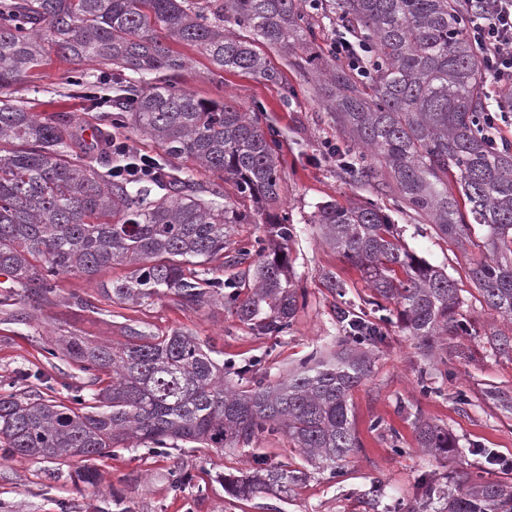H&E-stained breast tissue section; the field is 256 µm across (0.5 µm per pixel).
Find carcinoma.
<instances>
[{
	"instance_id": "1",
	"label": "carcinoma",
	"mask_w": 512,
	"mask_h": 512,
	"mask_svg": "<svg viewBox=\"0 0 512 512\" xmlns=\"http://www.w3.org/2000/svg\"><path fill=\"white\" fill-rule=\"evenodd\" d=\"M347 21L370 46L363 73L320 47L316 19ZM229 22L238 34L224 32ZM198 48L219 70L279 79L263 48L294 59L319 83L336 128L352 142L341 170L411 209L463 249L470 224L486 227L483 255L470 277L486 304L512 319V155L491 145L477 125L486 109L482 54L458 0H0V306L39 308L56 302V279L92 278L104 267L134 266L131 276L70 295L97 313L101 305H142L170 297L182 307L212 302L232 309L262 335L288 332L302 293L292 277L288 243L296 236L281 200L278 133L231 100L196 97L175 80L186 59L169 43ZM53 51L112 76L123 126L149 137L170 158L212 176L164 164L152 178L115 171L122 153L77 141L64 115L43 116L7 99L8 91ZM458 194L448 191V182ZM268 214L263 235L240 240L234 228L252 215L224 190ZM315 223L325 241L368 279L383 312L374 322L341 312L338 350L311 354L275 381L260 360L213 357L208 342L180 330L158 335L122 326L119 343L61 335L44 348L87 375L91 391L68 402L40 394H0V450L5 458L89 460L144 447L155 454L179 444L224 449L282 433L299 461L254 459L248 475L222 474L232 496H288L307 467L334 475L360 448L349 418L351 392L369 376L379 323L397 319L428 357L445 336L467 331L457 319L458 288L448 274L402 246L384 209L371 202L326 203ZM235 266L218 276L215 262ZM229 292H224V289ZM386 301L394 305L387 309ZM491 347L512 356V336L490 332ZM420 447L460 454L448 431L417 420ZM77 480L92 488L101 474L85 466ZM456 490L437 512H512V481L455 476Z\"/></svg>"
}]
</instances>
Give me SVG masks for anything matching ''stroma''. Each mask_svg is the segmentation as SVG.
Returning <instances> with one entry per match:
<instances>
[{
	"mask_svg": "<svg viewBox=\"0 0 512 512\" xmlns=\"http://www.w3.org/2000/svg\"><path fill=\"white\" fill-rule=\"evenodd\" d=\"M173 49L189 60L180 78L186 89L204 99H234L244 109L261 105L262 123L279 131L281 208L297 229L289 245V261L305 290L304 306L288 332L261 335L220 305L190 309L162 298L135 308L115 304L101 314L69 305L70 294L93 295L98 285L128 277L132 268L126 264L104 268L91 280L63 276L57 281L54 305L23 321L0 320V393L35 390L46 397L69 396L84 385L86 376L66 361L46 359L43 347L50 336L76 333L119 342L120 325L129 319L156 333L178 329L210 340L228 359L259 357L270 377L285 374L313 350L341 336L339 309H369L372 292L365 277L324 242L314 216L327 201L345 205L370 199L391 211L400 241L409 251L444 269L456 283L459 313L469 331L448 339L453 378L440 376L399 323L386 324L387 340L371 352L369 377L351 393L350 419L360 441L358 452L339 476L311 472L288 497L262 494L237 500L218 480L222 474L249 472L256 455L272 463L297 457V449L281 434H265L249 446L221 451L199 446L165 456L123 450L97 458L95 467L105 484L122 493L131 512H408L420 500L424 483L444 482L453 471H474L488 480L511 479L512 412L497 409L486 392L497 388L512 393V358L493 354L487 338L493 328L511 334L512 321L486 305L469 277L471 262L481 256L484 228L474 226L471 244L458 249L413 211L398 209L388 192L343 173L335 156L325 154L324 148L334 145L344 151L349 141L330 120L317 90L281 53H267L283 77L278 83L241 71L215 70L207 56L185 44H174ZM74 75L73 64L52 54L12 88L11 96L26 101L31 111L71 116L83 128L111 131L138 153L162 157V150L146 136L111 126L88 93L76 86ZM328 273L342 282V294L325 288ZM418 414L448 430L461 455L420 448L414 425ZM176 464L190 477L179 490L167 479ZM82 466L77 457L48 462L0 459V512H96L102 497L74 484L75 472Z\"/></svg>",
	"mask_w": 512,
	"mask_h": 512,
	"instance_id": "35a3bbf8",
	"label": "stroma"
}]
</instances>
